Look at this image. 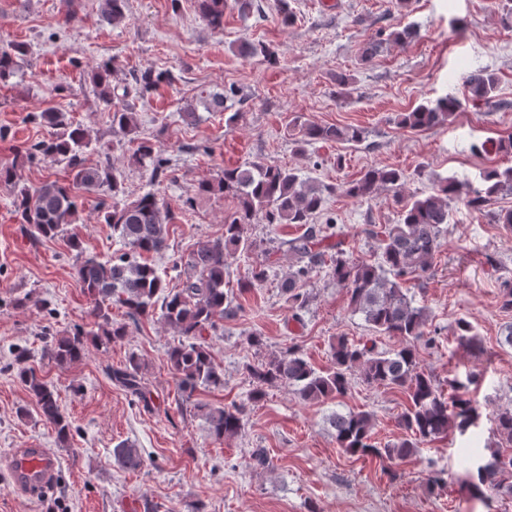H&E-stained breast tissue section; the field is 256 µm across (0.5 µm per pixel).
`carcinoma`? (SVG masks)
Listing matches in <instances>:
<instances>
[{
	"label": "carcinoma",
	"mask_w": 512,
	"mask_h": 512,
	"mask_svg": "<svg viewBox=\"0 0 512 512\" xmlns=\"http://www.w3.org/2000/svg\"><path fill=\"white\" fill-rule=\"evenodd\" d=\"M224 3L225 0H198L202 17L210 26H224ZM126 7V0H102V16L111 24H120L127 19ZM27 52L22 43H14L0 52V83L15 77L19 61ZM120 73L115 62H105L93 71L91 79L97 96L112 107V127L125 135H134L136 124L129 112V97L143 98L159 84L172 82L174 76L168 70L148 69L132 74L128 80L120 78ZM465 86L471 100L489 102L496 97L498 78L489 70L479 69L467 76ZM459 108V100L448 95L402 114L399 125L424 132L445 124ZM28 120L52 129V133L24 144L17 151L15 162L0 166V186L10 188L21 230L36 242L63 235L66 227L76 222L75 191L97 192L114 200L123 193V179L121 171L108 158L97 165L87 163L88 152L94 150L92 139L67 113L43 110L29 114ZM289 126L298 131L295 144L300 149L316 142L354 146L364 139L360 127L319 125L301 115L293 116ZM132 141L137 143L133 162L149 168L156 181L166 177L170 158L147 138L134 136ZM36 159L64 164L67 179H46L33 189L22 184L18 161ZM404 182V173L397 169L372 167L344 189L345 194L362 200L385 187L393 190L396 202L402 204L399 223L367 224L362 229L366 237L378 241L377 261L368 263L352 259L342 248V242H330L334 233L310 223L323 210L322 189L302 178L295 169L262 163L226 168L217 181L200 182L197 191L230 194L238 199V209L224 219L222 237L197 243L187 259L180 261L184 278L177 288L167 287L157 269L143 258L145 253L164 250L174 213L151 191L121 205L105 203L102 218L112 225L113 234L122 244L120 252L101 260L86 254L78 236L66 238L76 259L77 281L93 303L92 329L77 327L52 337L44 353L60 365L74 362L86 354L89 346H107L128 335L127 325L112 320V305L124 307L128 318L136 323L152 315L160 299L164 324L181 336L167 351L181 399L190 401L201 387L224 386V373L214 364L204 333L216 330L224 317L233 314V300L224 289L226 262L249 250L247 225L258 216L269 224H301L305 226L304 232L284 242L291 264L282 290L293 316L305 308V287L313 273L328 267L336 282L347 290L353 312L361 314L376 334L399 337L401 344L396 349L378 351L373 345L339 338L332 345L333 367L325 372L314 369L299 348L291 345L281 357L246 366L254 384L251 400L261 401L264 386L276 382L297 386L306 401L335 399L345 394L349 376L354 372L368 385L400 389L406 395L407 406L397 422L405 438L383 445L375 441L374 415L366 410L338 413L333 425L336 443L345 453L390 465L403 462L415 456L422 445L447 437L454 427L464 431L478 418L476 406L465 393L468 385L456 379L450 381L455 396L448 401L421 366L419 346L429 347L435 338L427 335L429 313L414 304L407 287L408 277L429 270L449 221V203L461 200L471 208L481 209L494 194H512V167L485 169L479 188L454 178H440L431 194L406 203L401 196ZM456 335L469 348L479 343L472 325L466 321L457 323ZM14 369L33 396L40 417L53 426L60 442H67L71 423L59 409L54 388L29 363L24 351L16 354ZM141 371L142 363L133 354L124 366L108 369L113 380L149 408L153 400L141 387ZM195 408L203 413L210 432L218 439L233 437L243 428L241 407L197 404ZM494 433L498 448L470 474V483L481 495L512 496V452L501 451L504 446L512 447V409L497 414ZM112 456L128 470H137L144 463L139 449L128 442L112 448Z\"/></svg>",
	"instance_id": "1"
}]
</instances>
